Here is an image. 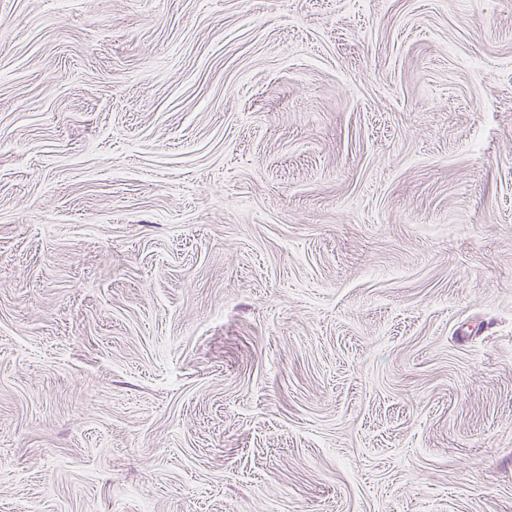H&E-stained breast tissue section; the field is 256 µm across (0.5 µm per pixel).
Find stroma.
Masks as SVG:
<instances>
[{"label":"stroma","mask_w":512,"mask_h":512,"mask_svg":"<svg viewBox=\"0 0 512 512\" xmlns=\"http://www.w3.org/2000/svg\"><path fill=\"white\" fill-rule=\"evenodd\" d=\"M0 512H512V0H0Z\"/></svg>","instance_id":"1"}]
</instances>
